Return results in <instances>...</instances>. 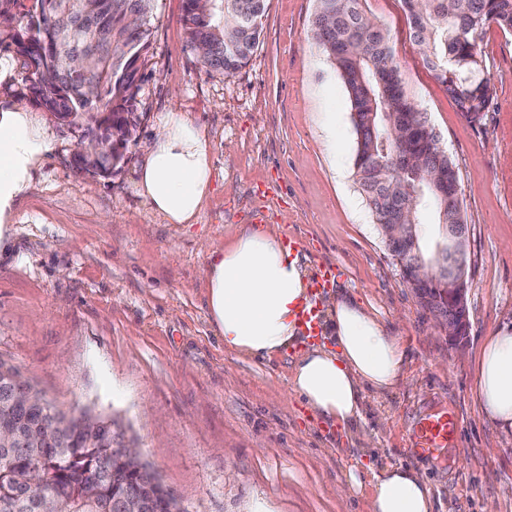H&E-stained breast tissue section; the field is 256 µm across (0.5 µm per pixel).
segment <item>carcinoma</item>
<instances>
[{
	"instance_id": "carcinoma-1",
	"label": "carcinoma",
	"mask_w": 512,
	"mask_h": 512,
	"mask_svg": "<svg viewBox=\"0 0 512 512\" xmlns=\"http://www.w3.org/2000/svg\"><path fill=\"white\" fill-rule=\"evenodd\" d=\"M154 0H0V36L22 58L24 97L59 123L100 132L109 149L75 153V167L107 175L131 160L137 126L135 99L143 81L141 59L150 46ZM267 0H184L188 41L202 63L226 75L246 67L259 43ZM313 39L334 65L351 106L356 135L354 177L376 224L408 225V241L390 248L403 279L424 308L433 307L445 272L469 284L470 229L458 197L459 169L422 110L403 87L391 35L365 8L366 0H316ZM410 36L458 110L470 122L487 112L493 88L484 77L481 50L496 25L512 35V0H402ZM415 157L426 180L408 160ZM433 215L448 225L432 254L422 224ZM444 272L426 282L418 268ZM19 371L0 361V401L12 396ZM40 395L35 404L0 407V426L23 436L38 420L49 443L40 466L41 487L54 491V512H115L119 499L138 492L159 512H183L147 467L128 470L121 457L90 443L83 420ZM27 449L0 447V512H39L37 492L21 490Z\"/></svg>"
}]
</instances>
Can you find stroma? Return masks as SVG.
I'll return each instance as SVG.
<instances>
[{"mask_svg": "<svg viewBox=\"0 0 512 512\" xmlns=\"http://www.w3.org/2000/svg\"><path fill=\"white\" fill-rule=\"evenodd\" d=\"M315 0H267L260 43L227 76L189 47L183 0H155L132 160L102 176L77 171L83 131L34 115L54 141L0 254V359L59 409L117 419L184 512H366L337 497L349 472L424 471L432 512H512V433L476 399L480 351L512 326V36L487 29L494 93L467 121L409 36L401 0H367L386 27L405 89L459 168L470 226V334L451 348L386 249L354 182L356 135L345 87L311 38ZM207 133L214 179L193 224H168L140 194L141 148L169 111ZM299 242L308 277L336 271L404 349L399 382L367 391L360 430L315 422L292 393L290 355L224 349L201 270L239 225ZM456 422L425 451L415 429Z\"/></svg>", "mask_w": 512, "mask_h": 512, "instance_id": "stroma-1", "label": "stroma"}]
</instances>
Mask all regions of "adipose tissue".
Listing matches in <instances>:
<instances>
[{"label": "adipose tissue", "mask_w": 512, "mask_h": 512, "mask_svg": "<svg viewBox=\"0 0 512 512\" xmlns=\"http://www.w3.org/2000/svg\"><path fill=\"white\" fill-rule=\"evenodd\" d=\"M53 141L31 109L12 99L0 102V252L10 243L17 203ZM141 195L170 224L195 223L211 190L208 139L181 112L166 113L142 150ZM212 323L226 351L269 359L296 349L290 387L313 415L344 427L359 426L366 390L391 389L403 351L398 341L354 300L329 297L324 324L332 348L301 347L300 309L310 307L306 271L298 255L266 230L243 226L233 240L212 250L203 269ZM477 400L485 416L512 431V330L489 337L481 350ZM367 512H431L420 471L388 466L373 474Z\"/></svg>", "instance_id": "1"}]
</instances>
